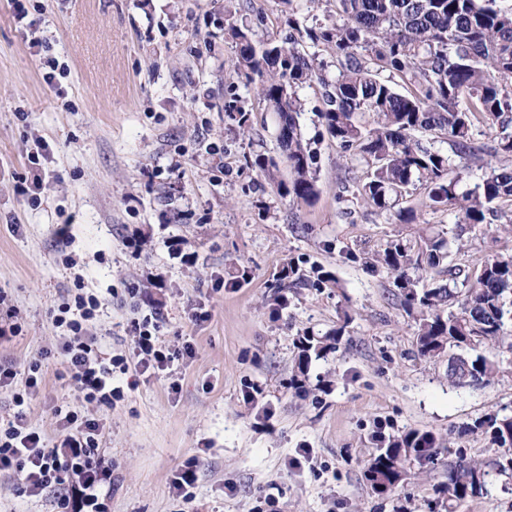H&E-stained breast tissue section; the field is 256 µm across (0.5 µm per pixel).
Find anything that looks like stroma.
<instances>
[{
    "label": "stroma",
    "mask_w": 512,
    "mask_h": 512,
    "mask_svg": "<svg viewBox=\"0 0 512 512\" xmlns=\"http://www.w3.org/2000/svg\"><path fill=\"white\" fill-rule=\"evenodd\" d=\"M0 0V423L38 352L64 334L54 316L76 288L102 298L87 323L103 357L130 356L132 321L158 313L169 350L193 358L138 377L113 406H88L112 464L107 512H444L435 488L457 454L490 462L489 436L450 432L489 411L512 415V376L459 387L447 357L416 353L413 319L393 276L361 258L388 242L440 232L457 248L440 266L469 270L512 253V236L459 232L456 211L415 222L368 211L352 195L367 167L328 138L319 84L299 91L305 138L318 154L316 195L290 203L251 162L279 159V120L236 70L230 26L254 43L281 39L289 19H335L327 0ZM53 80H46V73ZM246 126H239L240 115ZM41 175L38 198L19 185ZM322 268L327 288H292L282 270ZM18 332H10V325ZM343 328L337 351L298 371L297 338ZM79 400L53 362L23 408L45 444L54 408ZM429 431L444 448L411 463L384 494L364 473L382 437ZM196 458L195 499L170 481ZM0 474V512H62L51 494H21Z\"/></svg>",
    "instance_id": "stroma-1"
}]
</instances>
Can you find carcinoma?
Instances as JSON below:
<instances>
[{
  "instance_id": "cac0c4a2",
  "label": "carcinoma",
  "mask_w": 512,
  "mask_h": 512,
  "mask_svg": "<svg viewBox=\"0 0 512 512\" xmlns=\"http://www.w3.org/2000/svg\"><path fill=\"white\" fill-rule=\"evenodd\" d=\"M336 22L301 29L288 19V36L255 46L248 31L230 29L239 45L236 67L279 116L278 141L291 174L276 181L278 163L263 157L253 166L277 192L291 201L316 195V154L297 120V89L314 80L321 85L326 108L320 113L325 133L369 168L356 184L362 206L416 220L399 208L410 188L421 186L427 207L456 209L457 224L471 228L496 225L512 234V168L488 166L482 183L462 191L455 169L485 157L512 159V10L497 0H333ZM310 41L336 58L335 79L323 74V63L300 49ZM388 73V79L381 77ZM371 116L365 126L360 116ZM494 132L493 145L475 143L474 132ZM428 134L448 143L444 153L422 142ZM451 241L428 236L413 249L391 242L365 267L382 266L394 275L405 311L413 316L417 353L448 354V369L458 386L481 387L512 374V255L481 264L476 277L458 270L452 282L424 279L449 257ZM288 277L312 288L335 283L317 269L310 280L293 262ZM343 329L327 336L299 337V367L312 357L337 349ZM482 432L503 449L490 464L464 456L448 462V482L438 494L446 512L469 498L489 494L490 476L512 478V417L484 413L464 424L462 437ZM437 445L429 433L414 432L388 440L373 459L366 479L379 493L403 477L404 462L432 459Z\"/></svg>"
}]
</instances>
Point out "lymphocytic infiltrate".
Returning <instances> with one entry per match:
<instances>
[{"label": "lymphocytic infiltrate", "mask_w": 512, "mask_h": 512, "mask_svg": "<svg viewBox=\"0 0 512 512\" xmlns=\"http://www.w3.org/2000/svg\"><path fill=\"white\" fill-rule=\"evenodd\" d=\"M92 295L76 294L73 302L63 303L54 317L63 327L65 336L60 353L71 373L74 386L82 400L99 406L112 405L123 395L115 385V373L164 371L176 360L193 354L192 347L169 351L156 334L151 319L134 322L131 326L133 347L131 358L111 360L102 357L87 335L86 323L99 307ZM59 441L46 446L40 433L32 429L25 414H16L6 426L0 427V472L21 475L23 493L41 495L47 490L59 493L60 506H68L71 494H80L91 512H104L100 488L111 483L112 467L99 451L103 426L90 415L70 410L58 418Z\"/></svg>", "instance_id": "1"}]
</instances>
